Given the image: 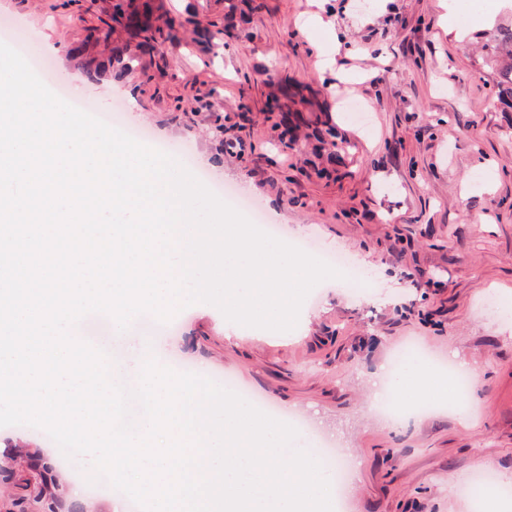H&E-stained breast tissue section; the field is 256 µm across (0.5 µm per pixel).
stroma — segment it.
<instances>
[{
	"instance_id": "1",
	"label": "stroma",
	"mask_w": 512,
	"mask_h": 512,
	"mask_svg": "<svg viewBox=\"0 0 512 512\" xmlns=\"http://www.w3.org/2000/svg\"><path fill=\"white\" fill-rule=\"evenodd\" d=\"M477 2L326 0L323 28L315 0H154L185 38L150 50L124 31L86 43L113 0H0V25L36 36L50 90L121 105L147 146H189L282 241L316 237L369 272L359 290L318 284L279 337L217 324L207 305L177 313L172 334L148 313L133 326L160 364L232 376L339 440L358 472L349 512H470L457 487L473 471L512 483V112L490 106L495 76L480 50L488 31L512 26V0ZM213 24L226 30L218 56L198 37ZM116 45L137 48V71L88 80L85 60ZM321 52L333 60L323 72ZM287 82L302 89V111L271 110ZM351 99L369 126L350 117ZM411 339L474 374L466 414L389 424L370 410L384 374L427 395L414 382L420 359L389 367ZM13 447L24 457L0 474V512H49L74 491L99 510L114 499L88 493L85 459L56 462L27 427H0V451Z\"/></svg>"
}]
</instances>
